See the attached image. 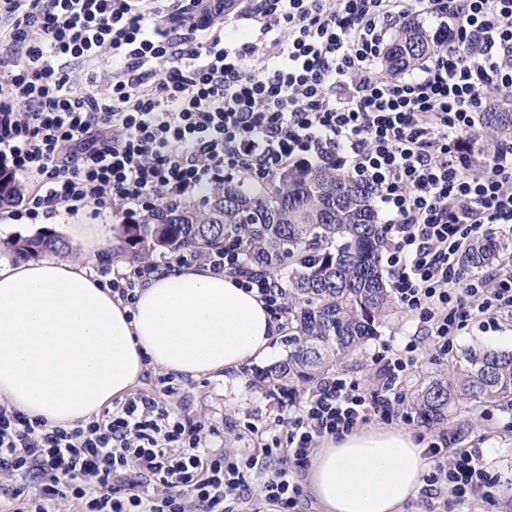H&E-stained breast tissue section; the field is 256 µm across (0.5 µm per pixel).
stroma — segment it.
<instances>
[{
	"label": "stroma",
	"mask_w": 512,
	"mask_h": 512,
	"mask_svg": "<svg viewBox=\"0 0 512 512\" xmlns=\"http://www.w3.org/2000/svg\"><path fill=\"white\" fill-rule=\"evenodd\" d=\"M412 326L411 317L403 309H395L380 327L378 336L369 341L363 354L339 365L337 374L365 386L372 385L376 373L371 361L373 353L386 343L402 344L405 332ZM471 346L511 350L512 321H502L494 326H470L458 337L456 348L446 357L421 354L404 387L405 392H412L429 376L447 370L463 350ZM256 371V365H243L231 382L210 376L198 379L177 377L178 390L164 397V405L190 422L217 427L220 434L209 438V446L231 455L261 454V438L245 433V424L252 422L270 429L271 433H278L279 419L287 416L292 406L286 396H271L253 388L251 382ZM403 429L425 442L442 433L451 437L453 447L481 449L490 473L501 475L504 481L503 499L512 504V401L465 402L448 421L427 426L413 420L404 424Z\"/></svg>",
	"instance_id": "stroma-1"
}]
</instances>
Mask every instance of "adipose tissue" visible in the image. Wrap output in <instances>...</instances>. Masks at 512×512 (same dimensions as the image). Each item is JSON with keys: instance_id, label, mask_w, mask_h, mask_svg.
Here are the masks:
<instances>
[{"instance_id": "adipose-tissue-1", "label": "adipose tissue", "mask_w": 512, "mask_h": 512, "mask_svg": "<svg viewBox=\"0 0 512 512\" xmlns=\"http://www.w3.org/2000/svg\"><path fill=\"white\" fill-rule=\"evenodd\" d=\"M65 231L76 257L0 268V403L65 426L123 396L147 367L228 380L271 354L276 323L257 291L191 264L159 269L128 305L94 270L110 225ZM425 469L408 432L361 429L313 449L307 485L325 512H403Z\"/></svg>"}]
</instances>
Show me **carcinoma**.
<instances>
[{
	"mask_svg": "<svg viewBox=\"0 0 512 512\" xmlns=\"http://www.w3.org/2000/svg\"><path fill=\"white\" fill-rule=\"evenodd\" d=\"M434 44L407 22L391 44L387 71L410 69L432 55ZM489 138L512 136V112L481 115ZM385 225L375 190L336 167L288 169L263 184L228 181L201 205L161 201L141 224L126 226L133 258L148 252H186L203 258L234 243L246 267L277 278L288 301V354L256 373L270 394L317 389L336 366L363 350L393 310L380 257ZM54 235L16 242L14 253H64ZM512 259V247L487 238L470 245L463 263L481 269ZM512 399V350L467 349L452 370L439 373L411 397L424 423L448 419L457 401Z\"/></svg>",
	"mask_w": 512,
	"mask_h": 512,
	"instance_id": "carcinoma-1",
	"label": "carcinoma"
}]
</instances>
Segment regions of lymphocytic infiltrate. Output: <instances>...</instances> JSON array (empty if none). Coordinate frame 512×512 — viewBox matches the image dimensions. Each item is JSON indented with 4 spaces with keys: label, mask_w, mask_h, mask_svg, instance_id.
I'll use <instances>...</instances> for the list:
<instances>
[{
    "label": "lymphocytic infiltrate",
    "mask_w": 512,
    "mask_h": 512,
    "mask_svg": "<svg viewBox=\"0 0 512 512\" xmlns=\"http://www.w3.org/2000/svg\"><path fill=\"white\" fill-rule=\"evenodd\" d=\"M224 3L0 0V171L35 184L14 219L91 205L143 217L234 178L342 166L376 191L382 261L416 329L373 355L376 388L326 379L259 458L209 448L201 425L164 408L167 376L159 394L68 427L0 406V475L39 480L18 512L67 497L84 512H257L259 501L295 512L320 439L404 419L401 387L422 351L447 354L469 324L512 320V267L461 266L469 242L512 230V141L489 149L474 131L484 102L512 88V0ZM413 14L438 49L418 74H383L389 37ZM206 264L286 319L283 288L246 271L238 247ZM425 454L430 512L497 504L481 451L433 442Z\"/></svg>",
    "instance_id": "1"
}]
</instances>
